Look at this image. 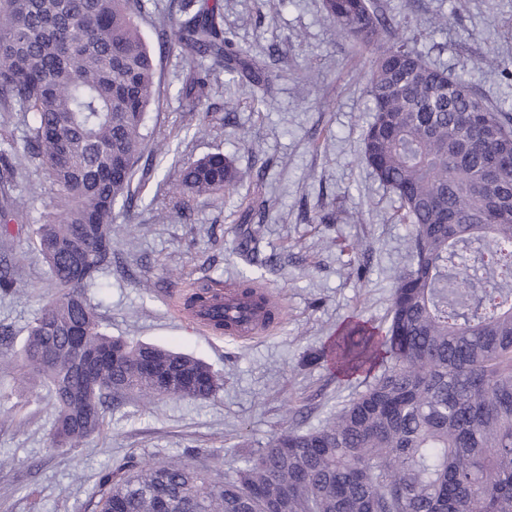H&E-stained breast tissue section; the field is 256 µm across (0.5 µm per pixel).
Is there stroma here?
<instances>
[{"label":"stroma","mask_w":512,"mask_h":512,"mask_svg":"<svg viewBox=\"0 0 512 512\" xmlns=\"http://www.w3.org/2000/svg\"><path fill=\"white\" fill-rule=\"evenodd\" d=\"M221 3L235 47L268 64L270 90L252 99L231 74L216 71V129L199 131L195 113L179 99L197 63L160 46L180 0H147L140 30L156 56L160 98L145 127L164 138L136 168V206H116L112 268L86 294L109 335L200 358L224 384L204 400L113 401L102 431L83 447L55 448L46 388L33 381L18 392L17 373L0 372V512H85L100 476L128 460L185 459L218 478L239 466L241 449L264 447L290 429L321 427L367 382L365 374L336 371L330 344L352 321L384 327L394 279L409 262L407 227L389 220L395 196L361 159L375 57L402 38L512 110V80L495 66L512 61V0H380L398 32L381 33L368 46L340 36L322 0ZM439 13L447 14V26L433 25ZM216 151L251 180L220 200L181 201L171 191L179 168ZM13 163L9 193L26 201L27 221L37 223L55 190L37 161L18 156ZM258 193L266 218L254 257L240 245V215ZM326 213L334 223H321ZM357 243L362 251L352 252ZM0 259L18 288L0 297L3 362L13 360L53 288L26 236L0 239ZM244 276L278 308L261 333L216 335L175 309L188 290L231 288Z\"/></svg>","instance_id":"1"}]
</instances>
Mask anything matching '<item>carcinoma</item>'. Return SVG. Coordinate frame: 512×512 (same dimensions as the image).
Segmentation results:
<instances>
[{
    "label": "carcinoma",
    "instance_id": "carcinoma-1",
    "mask_svg": "<svg viewBox=\"0 0 512 512\" xmlns=\"http://www.w3.org/2000/svg\"><path fill=\"white\" fill-rule=\"evenodd\" d=\"M146 0H0V110L28 112L15 153L39 162L58 204L23 230L45 259L54 297L19 351L20 389L39 377L52 393L55 447L101 431L109 402L206 399L220 386L193 356L105 333L85 295L112 266L114 208L134 206L133 177L149 146L155 57L138 20ZM337 32L370 44L393 20L378 0H323ZM219 0H182L162 45L254 83L259 74L224 35ZM209 74L182 90L200 129ZM362 160L395 195L409 226V264L395 278L385 332L347 326L330 346L336 369L371 372L365 390L323 426L288 431L242 455L216 481L184 461L119 465L101 476L91 512H512V178L487 181L489 156H512V115L404 41L373 63ZM242 175L213 152L182 165L183 197L220 196ZM25 203L0 197V235ZM95 225L89 239L77 236ZM238 293L262 309L245 277ZM217 332L236 321L210 288L184 299ZM81 331L71 343L67 328ZM190 375V392L161 387Z\"/></svg>",
    "mask_w": 512,
    "mask_h": 512
}]
</instances>
